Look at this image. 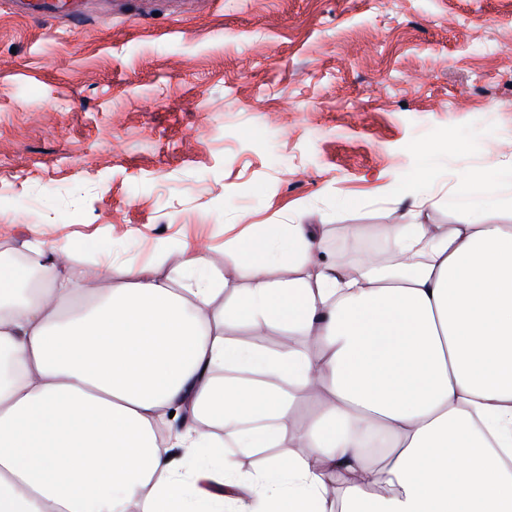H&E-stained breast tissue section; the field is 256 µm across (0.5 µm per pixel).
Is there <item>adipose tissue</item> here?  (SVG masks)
<instances>
[{
    "mask_svg": "<svg viewBox=\"0 0 512 512\" xmlns=\"http://www.w3.org/2000/svg\"><path fill=\"white\" fill-rule=\"evenodd\" d=\"M377 231L345 266L322 225H263L229 295L186 241L172 276L127 264L117 287L65 243L0 263V512H332L334 480L342 512H512V224ZM283 446L238 474L236 451Z\"/></svg>",
    "mask_w": 512,
    "mask_h": 512,
    "instance_id": "obj_1",
    "label": "adipose tissue"
}]
</instances>
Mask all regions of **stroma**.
Masks as SVG:
<instances>
[{"label":"stroma","instance_id":"1","mask_svg":"<svg viewBox=\"0 0 512 512\" xmlns=\"http://www.w3.org/2000/svg\"><path fill=\"white\" fill-rule=\"evenodd\" d=\"M80 28L0 0V254L66 241V265L134 264L195 243L241 287L227 245L256 224H459L431 193L472 172L512 189V0H90ZM497 109H483L486 96Z\"/></svg>","mask_w":512,"mask_h":512}]
</instances>
